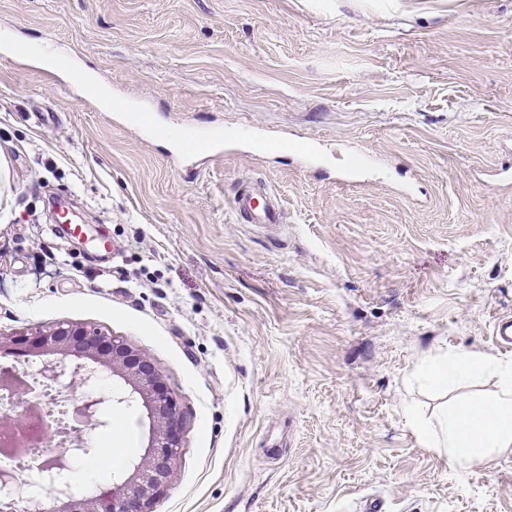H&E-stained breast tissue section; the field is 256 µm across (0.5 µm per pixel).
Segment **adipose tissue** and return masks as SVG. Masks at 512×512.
I'll return each mask as SVG.
<instances>
[{
  "label": "adipose tissue",
  "instance_id": "adipose-tissue-1",
  "mask_svg": "<svg viewBox=\"0 0 512 512\" xmlns=\"http://www.w3.org/2000/svg\"><path fill=\"white\" fill-rule=\"evenodd\" d=\"M492 381V390L474 394L471 386ZM421 385L448 390L452 397L430 417L413 416L421 445L446 452L450 465L472 468L512 452V361L478 352L431 358L419 373Z\"/></svg>",
  "mask_w": 512,
  "mask_h": 512
}]
</instances>
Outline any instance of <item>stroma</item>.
Here are the masks:
<instances>
[{
	"label": "stroma",
	"instance_id": "obj_1",
	"mask_svg": "<svg viewBox=\"0 0 512 512\" xmlns=\"http://www.w3.org/2000/svg\"><path fill=\"white\" fill-rule=\"evenodd\" d=\"M2 32L161 123L289 144L184 157L0 44V336L82 323L150 355L185 422L154 512H512V453L461 471L409 425L442 400L429 356L512 358V0H0ZM259 180L279 227L233 214ZM84 434L92 494L148 421Z\"/></svg>",
	"mask_w": 512,
	"mask_h": 512
}]
</instances>
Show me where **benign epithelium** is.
Returning <instances> with one entry per match:
<instances>
[{
	"instance_id": "1",
	"label": "benign epithelium",
	"mask_w": 512,
	"mask_h": 512,
	"mask_svg": "<svg viewBox=\"0 0 512 512\" xmlns=\"http://www.w3.org/2000/svg\"><path fill=\"white\" fill-rule=\"evenodd\" d=\"M40 355L52 356L42 364L41 382L68 374L71 385L84 389L74 406L79 424L67 431V453L46 462V467L62 475L46 486L49 498L65 501L68 512H153L152 506L167 491L181 454L183 414L150 356L96 328L60 323L45 330L0 336V356L12 357L10 363L0 362V376H8L17 364ZM103 376L123 381V392L97 389ZM130 402L143 408L148 419L144 453L112 485L97 494L76 497L63 479L68 470L67 454H88L83 428L108 425L105 411ZM0 482L13 487L12 495L0 499V512H17L16 503L23 499L25 487L7 470L0 471Z\"/></svg>"
}]
</instances>
